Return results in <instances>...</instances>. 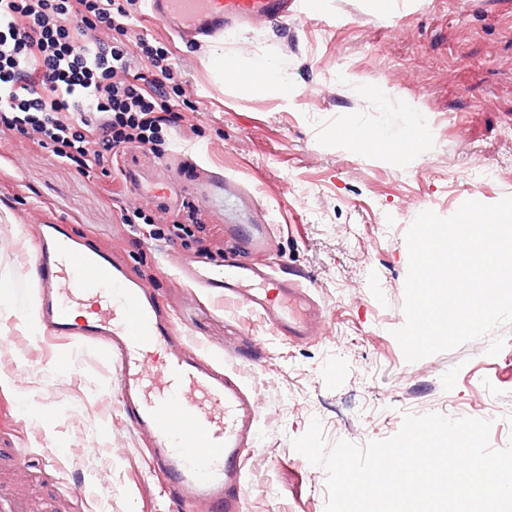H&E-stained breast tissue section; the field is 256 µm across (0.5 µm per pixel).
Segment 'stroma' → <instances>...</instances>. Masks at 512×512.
<instances>
[{
    "label": "stroma",
    "mask_w": 512,
    "mask_h": 512,
    "mask_svg": "<svg viewBox=\"0 0 512 512\" xmlns=\"http://www.w3.org/2000/svg\"><path fill=\"white\" fill-rule=\"evenodd\" d=\"M326 22L257 23L230 41L184 44L137 16L134 30L169 51L186 124L159 153L133 148L111 175L81 173L16 135L0 141V448L27 451L14 479L44 500L78 480L77 512H206L165 495L149 442L125 421L109 358L36 334L27 274L42 224L111 253L141 281L202 355L234 369L260 402L243 462L244 512H325L324 467L292 440L319 419L327 445L388 439L406 415L491 421L490 443L512 442V325L406 362V232L423 211L442 217L475 200L512 197V0H323ZM281 61L289 99L225 80L213 55ZM428 126L416 151L358 155L336 132L388 135ZM162 187L153 236L122 223L139 204L125 175ZM210 212L212 263L237 257L300 280L317 305L313 336L291 341L258 314L225 306L177 277L192 239L168 241L165 207Z\"/></svg>",
    "instance_id": "1"
}]
</instances>
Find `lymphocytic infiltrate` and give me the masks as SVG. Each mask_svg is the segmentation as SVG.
<instances>
[{"label": "lymphocytic infiltrate", "mask_w": 512, "mask_h": 512, "mask_svg": "<svg viewBox=\"0 0 512 512\" xmlns=\"http://www.w3.org/2000/svg\"><path fill=\"white\" fill-rule=\"evenodd\" d=\"M140 0H0V139L21 134L79 171L157 150L183 122L166 48L136 34ZM139 49L151 74L132 70Z\"/></svg>", "instance_id": "f902f5d3"}]
</instances>
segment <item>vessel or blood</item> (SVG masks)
Here are the masks:
<instances>
[{
  "mask_svg": "<svg viewBox=\"0 0 512 512\" xmlns=\"http://www.w3.org/2000/svg\"><path fill=\"white\" fill-rule=\"evenodd\" d=\"M145 2L148 20L200 45L291 11L316 20L323 14L321 0ZM29 271L38 286L41 330L110 354L122 414L148 438L150 465L169 494L203 503L207 512H243L242 458L258 431L256 399L229 372L188 352L156 297L113 264L110 253L73 238L66 225H41ZM180 272L206 293L259 313L278 335L309 338L304 313L311 302L299 282L236 260L202 268L188 261ZM89 299L98 305L95 316L72 321L71 308ZM157 348L168 358L154 371L150 362Z\"/></svg>",
  "mask_w": 512,
  "mask_h": 512,
  "instance_id": "vessel-or-blood-1",
  "label": "vessel or blood"
}]
</instances>
